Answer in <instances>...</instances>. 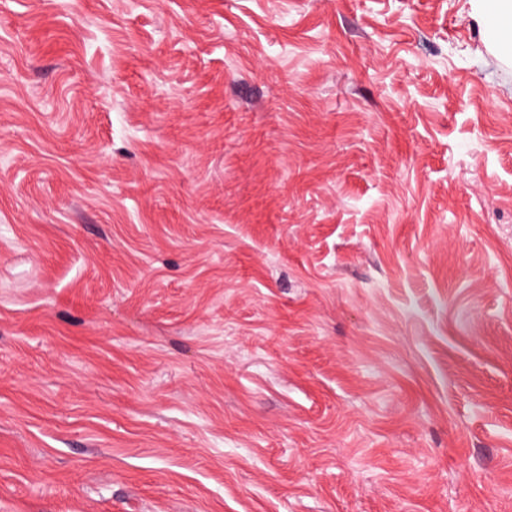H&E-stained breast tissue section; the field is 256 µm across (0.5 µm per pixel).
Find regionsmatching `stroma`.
I'll list each match as a JSON object with an SVG mask.
<instances>
[{"label": "stroma", "mask_w": 512, "mask_h": 512, "mask_svg": "<svg viewBox=\"0 0 512 512\" xmlns=\"http://www.w3.org/2000/svg\"><path fill=\"white\" fill-rule=\"evenodd\" d=\"M0 512H512L477 0H0Z\"/></svg>", "instance_id": "1"}]
</instances>
